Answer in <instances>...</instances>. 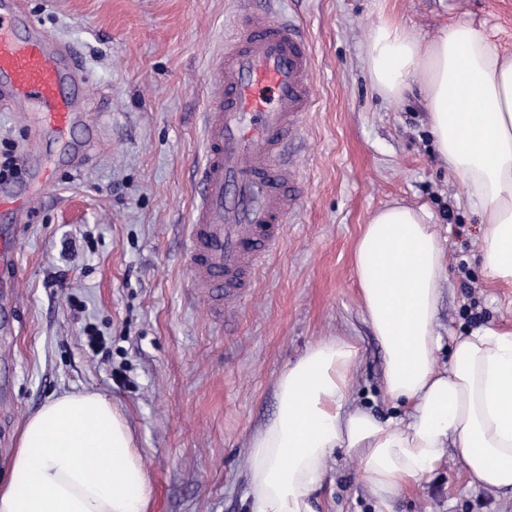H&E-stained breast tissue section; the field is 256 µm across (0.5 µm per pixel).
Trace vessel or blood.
Here are the masks:
<instances>
[{
    "label": "vessel or blood",
    "instance_id": "b4317fda",
    "mask_svg": "<svg viewBox=\"0 0 512 512\" xmlns=\"http://www.w3.org/2000/svg\"><path fill=\"white\" fill-rule=\"evenodd\" d=\"M312 69L297 26L242 10L212 72L185 249L194 286L214 309L251 288L299 202L302 177L283 151L311 110ZM78 83L70 47L36 33L17 0H0V104L34 106V120L62 135L82 120L69 92ZM34 202L29 190L0 183V274L14 267L13 227Z\"/></svg>",
    "mask_w": 512,
    "mask_h": 512
}]
</instances>
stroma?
<instances>
[{"instance_id":"1","label":"stroma","mask_w":512,"mask_h":512,"mask_svg":"<svg viewBox=\"0 0 512 512\" xmlns=\"http://www.w3.org/2000/svg\"><path fill=\"white\" fill-rule=\"evenodd\" d=\"M50 39L73 46L87 124L82 166L68 140L0 112V162L29 150L55 168L15 229L17 277L0 297V471L27 417L64 392L97 391L134 432L152 512H248L241 458L277 409L274 382L315 342L354 340L348 405L403 413L382 388L385 353L360 305L353 253L371 214L425 207L446 250L436 326L512 332V285L480 261L481 216L436 151L421 88L390 101L362 63L380 13L422 40L469 21L512 54V0H279L311 48L313 106L290 157L304 193L279 253L237 308L216 313L192 286L184 248L192 170L203 156L206 77L237 0H23ZM105 339L89 350L86 330ZM320 512H376L357 465L334 452ZM387 512H512V491L475 489L456 453L392 495Z\"/></svg>"}]
</instances>
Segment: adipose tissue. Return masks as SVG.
<instances>
[{
  "instance_id": "adipose-tissue-1",
  "label": "adipose tissue",
  "mask_w": 512,
  "mask_h": 512,
  "mask_svg": "<svg viewBox=\"0 0 512 512\" xmlns=\"http://www.w3.org/2000/svg\"><path fill=\"white\" fill-rule=\"evenodd\" d=\"M363 61L386 99L422 85L436 150L482 213L483 267L512 282V55L466 21L427 42L383 14ZM354 266L361 307L386 355L384 394L406 412L383 422L347 409L359 347L348 338L316 342L279 374L277 412L249 440L251 512H316L313 495L338 448L381 502L451 450L471 483L512 490V333L479 327L453 337L450 364L438 366L435 317L447 269L431 214L399 203L376 211ZM151 510L143 458L111 400L67 393L28 416L0 481V512Z\"/></svg>"
}]
</instances>
